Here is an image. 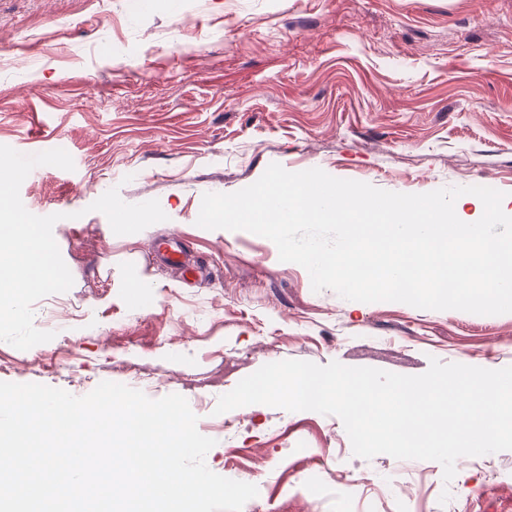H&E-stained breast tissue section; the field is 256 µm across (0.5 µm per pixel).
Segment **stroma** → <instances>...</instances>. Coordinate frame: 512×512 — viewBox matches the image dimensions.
<instances>
[{
    "instance_id": "stroma-1",
    "label": "stroma",
    "mask_w": 512,
    "mask_h": 512,
    "mask_svg": "<svg viewBox=\"0 0 512 512\" xmlns=\"http://www.w3.org/2000/svg\"><path fill=\"white\" fill-rule=\"evenodd\" d=\"M0 145L61 148L20 197L74 284L33 306L76 324L27 350L0 342V381L81 397L100 382L184 396L216 441L206 464L257 486L243 512H512V450L439 463L365 460L341 420L221 395L286 359L408 374L430 358L512 365V313L476 315L313 291L247 232L197 226L207 193L280 164L398 193L486 186L512 215V0H0ZM167 219L117 235L89 206L111 188ZM181 264L150 257L159 240ZM362 475L351 485V474ZM447 504H440L442 492Z\"/></svg>"
}]
</instances>
